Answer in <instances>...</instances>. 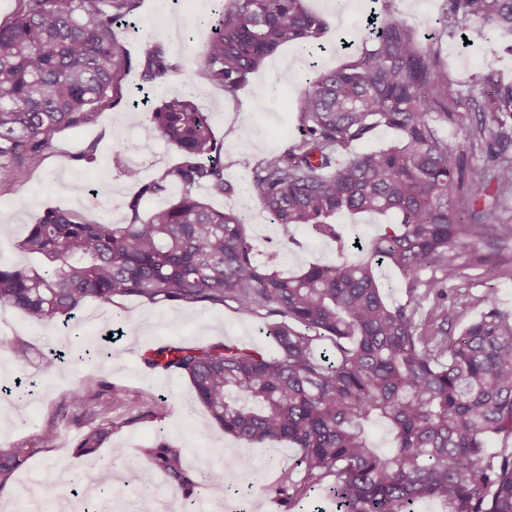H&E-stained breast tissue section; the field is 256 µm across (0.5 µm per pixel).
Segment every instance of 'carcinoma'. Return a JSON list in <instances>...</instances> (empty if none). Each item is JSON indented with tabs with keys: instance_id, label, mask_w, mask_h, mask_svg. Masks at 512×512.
Wrapping results in <instances>:
<instances>
[{
	"instance_id": "cac0c4a2",
	"label": "carcinoma",
	"mask_w": 512,
	"mask_h": 512,
	"mask_svg": "<svg viewBox=\"0 0 512 512\" xmlns=\"http://www.w3.org/2000/svg\"><path fill=\"white\" fill-rule=\"evenodd\" d=\"M140 0H19L0 25V167L23 174L58 128L97 119L118 91L131 57L113 27ZM443 32L471 27L484 51L512 52V0H444ZM201 84L234 94L268 58L292 43L311 53L329 20L306 0H215ZM371 49L350 64L320 72L303 91L300 138L282 151L240 165L251 192L288 241L305 225L336 243L338 259L312 262L284 277L275 259L260 266L245 219L211 209L196 194L231 197L207 113L195 83L155 108L154 131L182 156L161 178L141 182L122 223L81 221L55 207L30 225L21 251L40 266L0 265V306L34 326L69 322L89 300L110 303L135 295L153 303L236 305L243 314L272 317L278 354L219 342L165 346L152 368L186 376L196 400L217 426L245 444L284 443L295 466L270 490L291 512L315 488H326L336 512H512V453H491L492 436L512 437V321L494 296L460 334L448 289L465 267H491L512 242L511 224H489L477 207L490 191L512 194V83L473 71L465 86L448 76L440 52L413 27L373 22ZM146 83L178 69L157 41L139 63ZM467 102L478 120L452 143L441 131ZM380 127L397 143L351 153ZM341 153L348 154L337 163ZM481 159L467 162V157ZM162 202L145 215L147 199ZM342 212L375 213L392 223L349 260ZM396 269L409 282L407 302L382 293L375 270ZM385 421L393 447H372L367 429ZM108 430L90 424L76 445L89 456ZM30 457L0 448V494ZM136 480L156 473L190 496L196 472L181 452L160 442L146 449Z\"/></svg>"
}]
</instances>
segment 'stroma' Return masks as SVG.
I'll use <instances>...</instances> for the list:
<instances>
[{
	"instance_id": "stroma-1",
	"label": "stroma",
	"mask_w": 512,
	"mask_h": 512,
	"mask_svg": "<svg viewBox=\"0 0 512 512\" xmlns=\"http://www.w3.org/2000/svg\"><path fill=\"white\" fill-rule=\"evenodd\" d=\"M309 3L331 22L317 65L299 60L297 69L283 75L272 59L237 95H227L222 88L208 84L198 94L200 107L211 116L224 175L238 186L232 197L211 195L207 201L220 210L242 211L258 253L275 255L285 276L316 260L335 261L336 246L304 226L296 227L294 242H287L278 225L270 223L260 203L250 196V173L240 166V157L261 160L298 137L297 108L302 91L316 71L347 65L360 55L364 42L359 33L370 13L405 21L425 36H440L442 0ZM211 9V0H143L133 24L116 28L117 45L132 58H140L157 39L171 50L179 69L156 86L154 102L183 91L192 79L209 37L201 20ZM441 38L453 78L486 69L512 79V56L486 57L477 35L466 40ZM139 82L138 72H129L118 96L95 124L56 130L49 148L28 166L24 178L12 179L8 171L0 169V220L15 229L14 236H0V262L33 264V257L22 253L18 243L28 225L36 223L48 208H68L87 222L123 221L136 192L124 176L125 168L136 167L141 179L148 182L178 163L175 149L154 135L151 108L128 107V98ZM498 260L492 270L464 269L457 280V287L468 289L474 299L469 317L479 316V301L490 292L499 309L512 316V244L500 251ZM80 317V323L70 328L58 323L36 327L18 311L0 308V385L20 380L33 386L20 398L0 393V448L32 451L16 472L12 489L0 494V512H137L138 501L147 492L164 497L175 512H188L193 505L217 504L224 512H282L270 493L216 497L209 477L220 469L232 483H241L236 463L245 453L264 473L266 483L274 484L293 467V453L279 444L247 447L225 435L195 401L187 378L151 369L146 363L150 353L166 345L203 347L227 341L274 353L266 319L224 305L152 303L138 296L117 297L109 304L86 302ZM15 341L28 344L27 360L17 361L11 354L8 345ZM114 388L120 389V397H111ZM78 389L89 396L90 408L105 404L112 408V431L92 462L75 453L79 428L62 427L50 444L41 439L44 429L58 423ZM161 440L179 448L187 466L198 471L199 485L191 499L174 492L160 475L147 488L136 481L144 464L143 450ZM56 459L63 460V468L52 469ZM53 473L58 476L55 493L34 500V492ZM114 485L122 486V497L111 495Z\"/></svg>"
}]
</instances>
